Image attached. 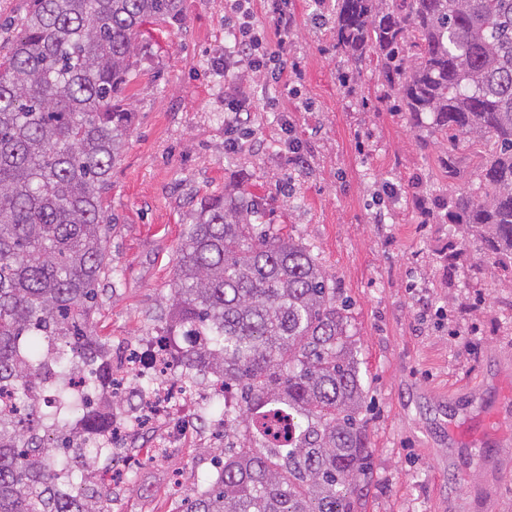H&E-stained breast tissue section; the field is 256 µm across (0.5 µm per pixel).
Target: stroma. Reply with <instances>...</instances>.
<instances>
[{"instance_id": "obj_1", "label": "stroma", "mask_w": 512, "mask_h": 512, "mask_svg": "<svg viewBox=\"0 0 512 512\" xmlns=\"http://www.w3.org/2000/svg\"><path fill=\"white\" fill-rule=\"evenodd\" d=\"M290 2L300 96L280 100L307 152L302 168L276 112H255L252 136L224 147V0H183L182 25L144 27L151 52L126 88L132 133L105 196L112 273L89 329L106 344L168 330L164 298L190 214L203 195L244 186L264 223L305 244L350 305L371 443L361 512H512V267L485 259L479 237L421 223L413 204L471 192L473 177L449 174L447 139L390 109L373 64L337 50L334 23L315 20L312 0ZM389 183L401 199L387 196ZM486 398L495 414L482 411ZM457 435L469 456L452 454ZM493 446L499 467L476 472ZM217 456L194 443L143 456L124 512H177L176 481L194 488Z\"/></svg>"}]
</instances>
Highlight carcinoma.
<instances>
[{"instance_id":"carcinoma-1","label":"carcinoma","mask_w":512,"mask_h":512,"mask_svg":"<svg viewBox=\"0 0 512 512\" xmlns=\"http://www.w3.org/2000/svg\"><path fill=\"white\" fill-rule=\"evenodd\" d=\"M336 47L377 57L399 112L448 137L477 187L448 195L444 219L512 260V0H334ZM182 0H32L0 54V386L26 417L0 418V512L76 511L59 490L109 460L89 435L109 416L64 384L108 277L104 195L131 133L125 89L140 28L179 25ZM430 122H424V119ZM245 190L200 199L168 307L184 366L224 379V465L180 512H358L367 496L368 423L346 305L291 234L260 224ZM90 388L112 383L88 357Z\"/></svg>"}]
</instances>
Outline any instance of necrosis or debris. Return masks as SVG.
Returning <instances> with one entry per match:
<instances>
[{"mask_svg":"<svg viewBox=\"0 0 512 512\" xmlns=\"http://www.w3.org/2000/svg\"><path fill=\"white\" fill-rule=\"evenodd\" d=\"M112 382L131 401L128 408L113 412L102 441L134 439L144 431L153 434L150 453L162 457L188 439L215 441L214 427H201L205 408L223 399L222 382L198 386L179 372L171 356L159 349L155 338L117 341L108 352ZM140 464L134 450L116 448L109 465L85 471L82 489L103 488L118 493L128 474Z\"/></svg>","mask_w":512,"mask_h":512,"instance_id":"obj_1","label":"necrosis or debris"}]
</instances>
